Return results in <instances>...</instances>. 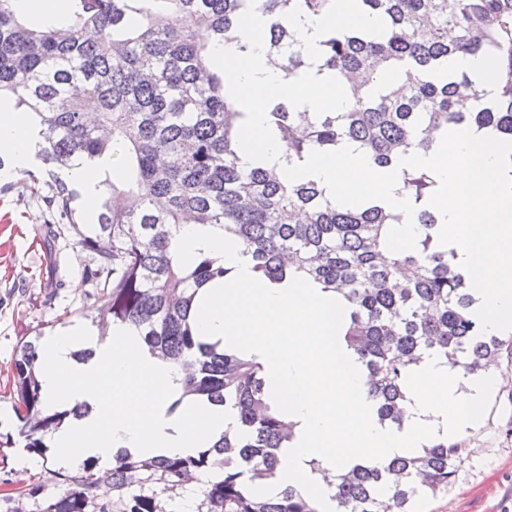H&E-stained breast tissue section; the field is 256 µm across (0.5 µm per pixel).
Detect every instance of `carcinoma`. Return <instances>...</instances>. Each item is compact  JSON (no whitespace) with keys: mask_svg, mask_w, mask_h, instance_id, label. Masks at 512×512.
Segmentation results:
<instances>
[{"mask_svg":"<svg viewBox=\"0 0 512 512\" xmlns=\"http://www.w3.org/2000/svg\"><path fill=\"white\" fill-rule=\"evenodd\" d=\"M249 0H69L65 14L32 24L16 0H0V103L30 114L36 159L26 187L46 210L67 219L49 240L68 233L92 255L83 273L97 327L134 328L162 359L187 371L186 393L232 409L237 426L212 447L188 456L144 457L126 451L103 466L86 458L56 472L64 486L40 512H166L193 472L214 457L224 472L208 476L198 512H324L322 502L288 484L260 497L257 480L282 470L286 417L271 412L257 362L196 336L197 291L230 269L208 254L179 263L173 239L183 224L232 233L262 276L295 273L342 294L345 341L366 370L368 397L379 420L402 427L408 377L426 356L452 359L472 375L512 355L504 341L480 330L471 288L439 242L427 200L436 175L406 168L402 180L421 226L413 250L392 252L386 235L400 217L374 200L342 206L314 180L289 182L276 170L244 168L237 157L243 113L230 100L212 48L238 40ZM330 0H256L269 18L264 38L271 62L288 77L307 66L301 41L285 19L299 7L321 16ZM386 24L382 35L330 33L319 44V67L343 84V112L317 116L279 103L269 124L291 163L343 141L387 167L414 147L429 150L438 132L475 127L512 141V0H359ZM206 35L199 32V21ZM481 56L493 69L496 92L472 112L459 98L484 93L467 75L439 77L448 57ZM387 71L402 83L382 81ZM83 165L99 172L95 223L76 216L80 197L67 177ZM36 340L22 342L14 360L18 436L42 453L65 418L88 407L50 412L36 374ZM467 448L461 441L428 442L382 464H356L339 475L328 499L334 512H414L428 495L448 490ZM114 497L98 500L96 489Z\"/></svg>","mask_w":512,"mask_h":512,"instance_id":"obj_1","label":"carcinoma"}]
</instances>
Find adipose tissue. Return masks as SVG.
I'll return each instance as SVG.
<instances>
[{
	"label": "adipose tissue",
	"mask_w": 512,
	"mask_h": 512,
	"mask_svg": "<svg viewBox=\"0 0 512 512\" xmlns=\"http://www.w3.org/2000/svg\"><path fill=\"white\" fill-rule=\"evenodd\" d=\"M34 135L23 113L0 111V153L20 167L33 157ZM176 254L192 263L199 253L222 257L226 280L199 292L203 340L254 359L263 368L272 409L285 411L293 436L284 441L278 480L257 485L262 495L294 484L324 495L356 462L382 463L422 443L448 441L482 419L486 400L504 379L486 370L463 376L440 357L415 366L408 380L403 427L379 422L367 395L366 370L344 341L347 304L321 284L258 277L249 257L223 231L183 225ZM93 349L76 361L75 350ZM40 387L49 411L77 403L88 415L56 430L58 459L73 452L111 463L122 451L141 456L189 455L211 447L235 425L233 412L183 396V371L154 355L134 330L113 326L106 338L80 325L41 343Z\"/></svg>",
	"instance_id": "obj_1"
}]
</instances>
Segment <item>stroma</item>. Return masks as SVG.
<instances>
[{
  "mask_svg": "<svg viewBox=\"0 0 512 512\" xmlns=\"http://www.w3.org/2000/svg\"><path fill=\"white\" fill-rule=\"evenodd\" d=\"M57 215L26 189L23 178L0 180V438L15 434L11 398L13 361L23 341L49 337L61 325L92 326L82 273L90 255L69 235L45 242ZM58 260L56 279L47 274V249ZM463 439L469 450L448 492L421 500L417 512H512V385L488 398L481 421ZM62 463L53 451L33 455L22 444L0 447V493L22 494L23 512H39L58 495L53 472ZM39 487L38 496L27 491Z\"/></svg>",
  "mask_w": 512,
  "mask_h": 512,
  "instance_id": "stroma-1",
  "label": "stroma"
}]
</instances>
